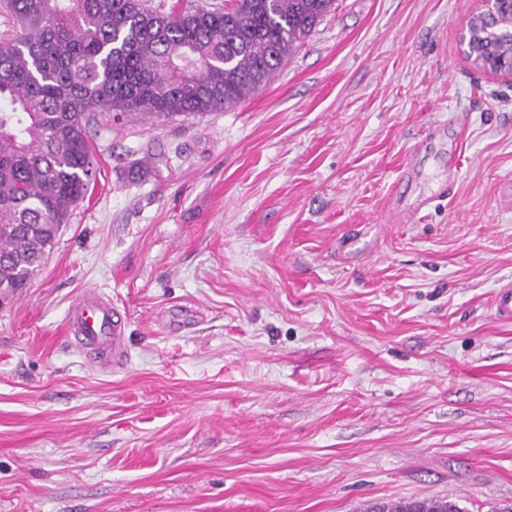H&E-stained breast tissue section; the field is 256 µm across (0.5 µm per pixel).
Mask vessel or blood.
Wrapping results in <instances>:
<instances>
[{
	"label": "vessel or blood",
	"mask_w": 512,
	"mask_h": 512,
	"mask_svg": "<svg viewBox=\"0 0 512 512\" xmlns=\"http://www.w3.org/2000/svg\"><path fill=\"white\" fill-rule=\"evenodd\" d=\"M69 330L74 344L94 364H120L125 358L124 329L121 313L111 302L87 291L72 308Z\"/></svg>",
	"instance_id": "obj_1"
}]
</instances>
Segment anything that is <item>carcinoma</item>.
<instances>
[{
	"instance_id": "1",
	"label": "carcinoma",
	"mask_w": 512,
	"mask_h": 512,
	"mask_svg": "<svg viewBox=\"0 0 512 512\" xmlns=\"http://www.w3.org/2000/svg\"><path fill=\"white\" fill-rule=\"evenodd\" d=\"M334 0H232L164 12L145 0H6L0 41V300L11 303L54 247L96 171L90 129L138 112H221L268 84ZM512 57V0L473 33ZM371 512H462L454 499Z\"/></svg>"
}]
</instances>
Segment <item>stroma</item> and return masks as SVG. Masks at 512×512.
I'll return each instance as SVG.
<instances>
[{"label":"stroma","instance_id":"35a3bbf8","mask_svg":"<svg viewBox=\"0 0 512 512\" xmlns=\"http://www.w3.org/2000/svg\"><path fill=\"white\" fill-rule=\"evenodd\" d=\"M479 0H335L257 94L130 112L0 307V512L512 504V78ZM123 366L68 333L88 289Z\"/></svg>","mask_w":512,"mask_h":512}]
</instances>
